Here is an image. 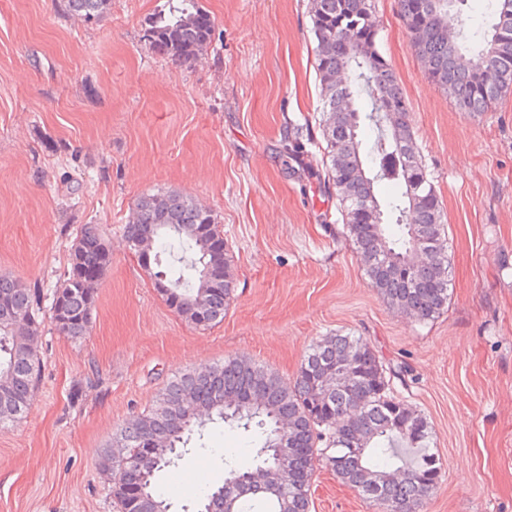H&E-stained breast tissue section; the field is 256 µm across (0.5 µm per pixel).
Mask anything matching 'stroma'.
Instances as JSON below:
<instances>
[{
    "instance_id": "35a3bbf8",
    "label": "stroma",
    "mask_w": 512,
    "mask_h": 512,
    "mask_svg": "<svg viewBox=\"0 0 512 512\" xmlns=\"http://www.w3.org/2000/svg\"><path fill=\"white\" fill-rule=\"evenodd\" d=\"M166 0H111L78 20L63 0H0V273L51 293L83 224L112 261L89 331L40 315L41 378L0 428V512H119L98 459L174 376L241 357L294 381L309 346L366 338L406 366L395 396L423 413L442 464L417 512H512V94L482 117L458 110L411 47L397 0H375L379 50L401 80L418 151L442 200L452 276L447 308L417 321L370 287L319 175L321 133L302 163L282 154L294 124H318L309 0H202L207 48L151 52L144 21ZM176 189L210 208L234 258L221 323L184 320L123 237L135 201ZM158 486L196 512L224 463L250 465L252 437L210 423ZM311 512H376L327 468Z\"/></svg>"
}]
</instances>
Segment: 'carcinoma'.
Masks as SVG:
<instances>
[{
  "mask_svg": "<svg viewBox=\"0 0 512 512\" xmlns=\"http://www.w3.org/2000/svg\"><path fill=\"white\" fill-rule=\"evenodd\" d=\"M492 2L491 31L471 41L464 30L448 38V8L467 0H398L411 46L431 80L459 110L480 117L512 90V0ZM111 0H65L85 21L103 16ZM374 0H310L315 67L327 144L323 187L334 189L341 220L365 274L386 303L418 321L448 306L450 258L443 208L415 146L409 102L378 49ZM214 20L200 0H167L146 20L145 40L157 55L188 61L210 41ZM371 108L359 107L362 96ZM373 132L370 143L362 129ZM394 195L382 203L375 186ZM129 249L143 244L161 266L166 247L191 253L179 275L149 271L169 305L197 327L224 319L235 290L232 259L224 254V282L206 281L210 241L223 238L213 211L176 190L140 197L123 228ZM109 266L106 238L83 224L69 267L53 291L59 333L73 341L88 331L96 282ZM41 291L0 273V427L31 405L41 363L32 350L40 337ZM253 432L255 464L226 465L224 484L208 488L201 512H310L311 479L324 466L379 512H413L435 489L439 457L432 429L416 409L390 394L385 370L361 336H328L304 355L294 383L250 360L189 370L172 378L151 407L131 419L102 452L99 467L115 476L121 512H169L156 475L174 463L200 417Z\"/></svg>",
  "mask_w": 512,
  "mask_h": 512,
  "instance_id": "cac0c4a2",
  "label": "carcinoma"
}]
</instances>
